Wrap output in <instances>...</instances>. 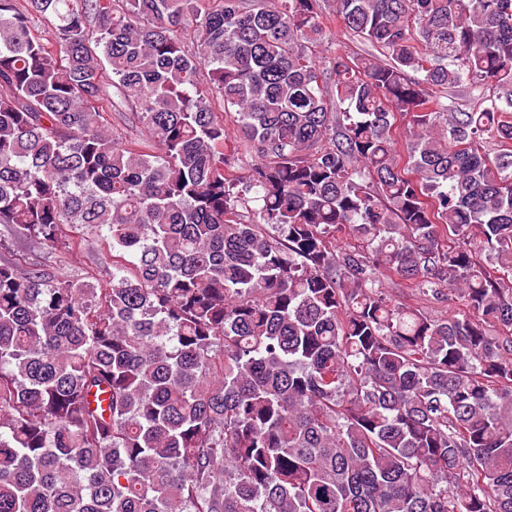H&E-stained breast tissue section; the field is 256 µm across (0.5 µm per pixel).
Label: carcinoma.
Wrapping results in <instances>:
<instances>
[{
	"instance_id": "obj_1",
	"label": "carcinoma",
	"mask_w": 512,
	"mask_h": 512,
	"mask_svg": "<svg viewBox=\"0 0 512 512\" xmlns=\"http://www.w3.org/2000/svg\"><path fill=\"white\" fill-rule=\"evenodd\" d=\"M25 2L0 250L41 260H0V512H512V0H331L353 54L323 0ZM82 228L106 288L50 272ZM326 39L332 50H340L345 53L360 52L366 48L362 43L350 36L337 21L324 18ZM388 287L390 288L389 291L392 295V297L395 300L398 301H409L411 303L417 304L419 306H422L423 309L434 318H440L441 316L448 315L449 312L452 311V309H448L447 304H433L428 301L423 300L418 295H415L414 292H412L408 288H394L392 284H389Z\"/></svg>"
}]
</instances>
